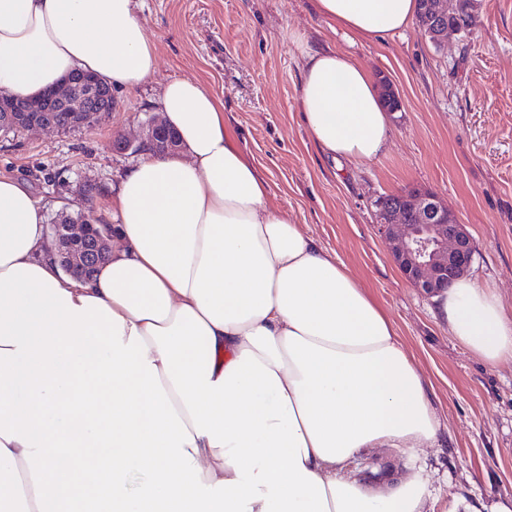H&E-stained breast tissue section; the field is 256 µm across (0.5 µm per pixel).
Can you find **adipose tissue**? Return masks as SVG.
Listing matches in <instances>:
<instances>
[{"mask_svg":"<svg viewBox=\"0 0 512 512\" xmlns=\"http://www.w3.org/2000/svg\"><path fill=\"white\" fill-rule=\"evenodd\" d=\"M384 40L416 0H314ZM157 51L133 0H0V91L33 98L83 69L132 91ZM310 138L332 158L388 139L373 75L333 48L303 55ZM158 106L186 159L120 174L112 252L62 274L45 215L0 177V512H425L415 475L388 493L350 468L372 448H432L443 426L385 312L335 252L266 203L224 130V103L175 79ZM436 315L486 360H512V318L462 278ZM146 471L139 495L130 471Z\"/></svg>","mask_w":512,"mask_h":512,"instance_id":"1","label":"adipose tissue"}]
</instances>
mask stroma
<instances>
[{
	"mask_svg": "<svg viewBox=\"0 0 512 512\" xmlns=\"http://www.w3.org/2000/svg\"><path fill=\"white\" fill-rule=\"evenodd\" d=\"M477 12L470 36L436 47L414 24L383 41L353 34L318 17L313 0H134L158 51L150 81L114 92L112 112L91 130L0 133V176L28 186L50 221L81 210L84 186L95 185L93 220L110 223L112 188L136 163L113 139L141 135L165 83L198 80L223 100L224 128L268 182V206L336 252L431 392L442 447L377 448L367 459L399 480L419 476L428 512H455L472 490L488 503L511 498L512 362L489 363L452 336L375 227L379 196L433 191L475 241L468 279L494 289L512 317V0H478ZM326 46L400 93L373 161L331 159L304 128L302 53Z\"/></svg>",
	"mask_w": 512,
	"mask_h": 512,
	"instance_id": "obj_1",
	"label": "stroma"
}]
</instances>
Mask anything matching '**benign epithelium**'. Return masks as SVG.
<instances>
[{"label": "benign epithelium", "instance_id": "1", "mask_svg": "<svg viewBox=\"0 0 512 512\" xmlns=\"http://www.w3.org/2000/svg\"><path fill=\"white\" fill-rule=\"evenodd\" d=\"M455 0H429L426 16L418 22L421 33L436 45L448 34L459 33L448 24V13ZM382 97L392 104L393 111L402 103L394 84L380 80ZM112 111L106 87L92 76L68 74L59 85L49 90L47 98L33 104H22L5 114L0 123L17 130L32 128L60 131L55 113L68 112L70 124L92 129L98 119ZM112 146L133 156L153 153L171 155L180 144L170 126L156 116L145 122L142 137L134 140L118 138ZM378 232L406 281L429 298L439 295L462 278L473 264L476 245L456 214L428 190L412 189L403 200L391 201L383 196L374 201ZM58 256L66 273L88 279L110 256L112 231L85 224L64 213L53 229Z\"/></svg>", "mask_w": 512, "mask_h": 512}]
</instances>
